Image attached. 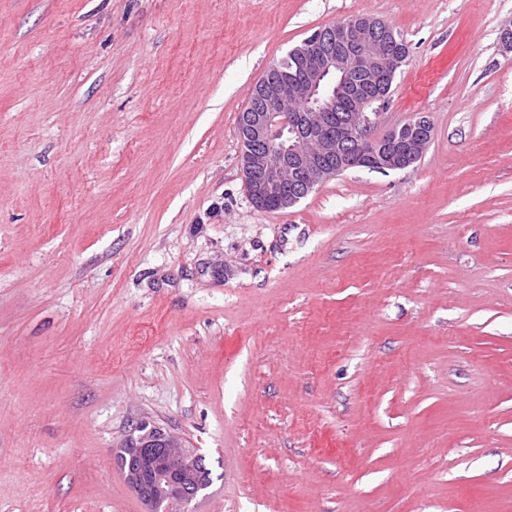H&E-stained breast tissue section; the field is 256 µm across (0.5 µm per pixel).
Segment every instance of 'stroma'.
I'll return each instance as SVG.
<instances>
[{"instance_id":"35a3bbf8","label":"stroma","mask_w":512,"mask_h":512,"mask_svg":"<svg viewBox=\"0 0 512 512\" xmlns=\"http://www.w3.org/2000/svg\"><path fill=\"white\" fill-rule=\"evenodd\" d=\"M410 61L404 170L257 210L238 120L321 27ZM512 0H0V512H143L140 419L196 512H512ZM125 482L144 512H192L205 489L204 456L182 439L146 420L133 425L115 450Z\"/></svg>"}]
</instances>
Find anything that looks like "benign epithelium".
<instances>
[{
    "label": "benign epithelium",
    "instance_id": "obj_1",
    "mask_svg": "<svg viewBox=\"0 0 512 512\" xmlns=\"http://www.w3.org/2000/svg\"><path fill=\"white\" fill-rule=\"evenodd\" d=\"M382 19L355 16L314 32L272 64L242 113L239 138L247 195L261 211L274 202L295 206L327 180L353 168L388 172L417 163L433 137L416 113L378 137L375 128L389 92L379 79L395 78L409 49L389 50ZM357 104L336 134L324 133L336 105ZM120 471L144 512H193L205 489L204 456L146 420L133 425L115 450Z\"/></svg>",
    "mask_w": 512,
    "mask_h": 512
}]
</instances>
